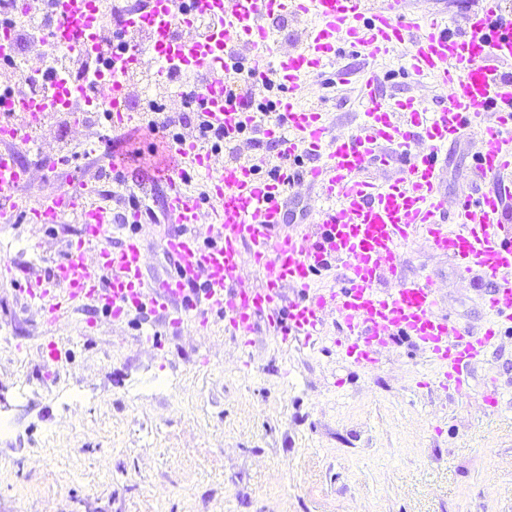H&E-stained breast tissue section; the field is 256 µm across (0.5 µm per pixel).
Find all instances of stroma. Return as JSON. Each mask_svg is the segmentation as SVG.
Instances as JSON below:
<instances>
[{
  "label": "stroma",
  "mask_w": 512,
  "mask_h": 512,
  "mask_svg": "<svg viewBox=\"0 0 512 512\" xmlns=\"http://www.w3.org/2000/svg\"><path fill=\"white\" fill-rule=\"evenodd\" d=\"M405 56L375 61L341 46L304 100L331 114L334 133L357 131L353 86L326 81L345 66L377 73L386 94L442 104L444 94L404 73ZM94 131L108 128L73 132L64 165L35 176L30 193L111 190L100 178L109 154L82 155ZM480 144L466 130L445 149L448 201L469 191ZM77 238L70 222L0 225V256L17 266L0 282V411L14 424L0 437V512H512V339L449 401L429 386L434 365L404 345L370 371L261 330L242 346L215 317L160 349L138 342L137 321L97 311L45 324L23 303L29 276L48 273ZM405 272L431 277L450 317L485 318L481 290L424 244L407 249ZM46 336L69 350L51 380L33 353ZM492 380L496 409L484 401ZM21 385L29 396L18 404Z\"/></svg>",
  "instance_id": "35a3bbf8"
}]
</instances>
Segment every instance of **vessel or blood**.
Segmentation results:
<instances>
[{"mask_svg":"<svg viewBox=\"0 0 512 512\" xmlns=\"http://www.w3.org/2000/svg\"><path fill=\"white\" fill-rule=\"evenodd\" d=\"M404 0H135L113 23L103 0H56L59 28L70 31L88 54L123 44L122 66L99 72L102 95L51 80L53 101L28 97L26 81L0 76V220L23 215L41 227L74 221L82 237L57 259L48 275L30 278L27 303L53 324L88 309L123 321L149 310L176 330L194 318L219 314L227 330L249 339L265 328L281 344L313 348L336 320V344L356 366L378 368L389 342H407L438 368L436 387L454 397L471 383L491 349L512 333V8L505 0H468L463 27L436 17L423 31L403 19ZM291 13L311 20L301 48H281L272 23ZM210 27L199 31L195 15ZM347 44L375 58L407 51L406 69L426 79L448 102L431 110L413 99L386 98L377 76L361 83L363 124L357 133L333 136L321 110L301 99L304 80ZM251 55L248 81L231 60ZM149 71L168 85L186 75L179 94L204 101L201 124L227 143L245 145L244 130L270 153L219 158L195 131L169 145L171 165L144 194L160 199L169 226L158 247L175 273L146 278L147 244L134 231L140 212L117 219L111 205L81 190L32 197L35 173H55L62 157L44 152L36 165L20 161L40 142V125L19 119L50 109L84 125L103 115L112 132L141 123L133 112V78ZM282 87L276 120L260 116L253 101ZM471 126L484 129L474 155L475 177L486 191L460 196L457 221L442 219L440 161L449 141ZM269 177H261L260 167ZM375 167L395 177L370 178ZM205 185L206 203L191 192L192 177ZM317 188L321 204L310 223L293 228L285 192ZM128 231L117 234L115 223ZM425 243L448 258L456 272L487 282L480 325L442 313L430 278H407L405 248ZM250 261L261 277L238 275ZM337 273L327 288L318 281Z\"/></svg>","mask_w":512,"mask_h":512,"instance_id":"obj_1","label":"vessel or blood"}]
</instances>
